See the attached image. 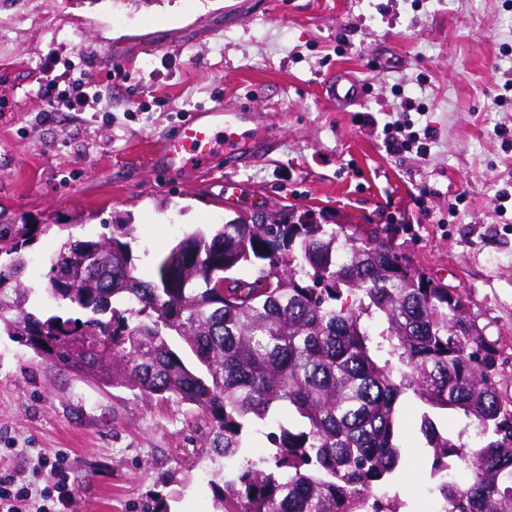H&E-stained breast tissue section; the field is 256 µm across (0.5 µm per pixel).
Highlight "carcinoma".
<instances>
[{"label": "carcinoma", "mask_w": 512, "mask_h": 512, "mask_svg": "<svg viewBox=\"0 0 512 512\" xmlns=\"http://www.w3.org/2000/svg\"><path fill=\"white\" fill-rule=\"evenodd\" d=\"M108 228L62 244L47 294L63 316L30 303L24 280L41 229L1 222L0 332L101 385L190 406L209 425L206 454L224 458L223 484L211 481L220 512H404L392 477L409 391L463 413L483 439L466 451L422 413L430 512H512V399L496 352L459 292L396 249L393 226L271 209L262 224L184 236L149 280L135 275L134 225ZM280 412L292 422L268 434L273 451L248 456L250 431Z\"/></svg>", "instance_id": "1"}]
</instances>
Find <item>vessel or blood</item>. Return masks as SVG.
<instances>
[{"mask_svg":"<svg viewBox=\"0 0 512 512\" xmlns=\"http://www.w3.org/2000/svg\"><path fill=\"white\" fill-rule=\"evenodd\" d=\"M326 92L330 100L355 104L364 97V85L344 74L331 78ZM255 118L256 107L250 100L231 107L218 104L198 109L165 137L161 149L152 158V165L162 170L190 158H205L219 140L224 143L231 170L262 161L273 151L271 142L254 140L246 147L241 144L245 127Z\"/></svg>","mask_w":512,"mask_h":512,"instance_id":"obj_1","label":"vessel or blood"}]
</instances>
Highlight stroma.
I'll return each instance as SVG.
<instances>
[{
  "mask_svg": "<svg viewBox=\"0 0 512 512\" xmlns=\"http://www.w3.org/2000/svg\"><path fill=\"white\" fill-rule=\"evenodd\" d=\"M389 57L376 70L374 56ZM100 82L83 112L46 109V58ZM345 72L361 103L330 104ZM258 90L254 133L275 144L235 172L223 145L206 163L155 172L150 157L201 106ZM0 211L43 225L27 274L44 290L72 227L131 224L137 275L183 236L272 207L323 224L395 225V246L464 296L465 314L503 364L512 397V0H0ZM432 127L428 157L385 149L393 111ZM406 395L407 448L395 486L407 504L431 487ZM204 422L187 405L102 387L0 335V463L22 479L64 452L69 512H215Z\"/></svg>",
  "mask_w": 512,
  "mask_h": 512,
  "instance_id": "1",
  "label": "stroma"
}]
</instances>
